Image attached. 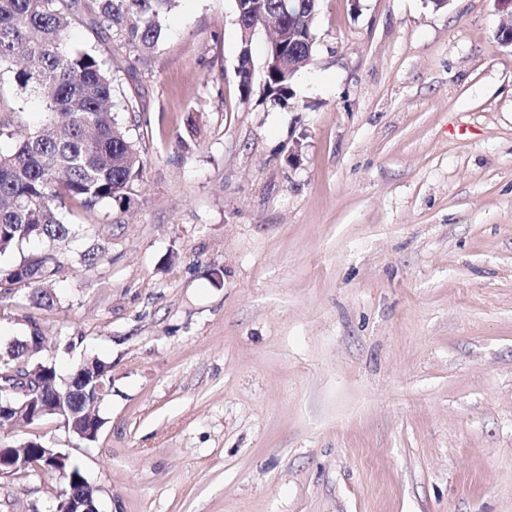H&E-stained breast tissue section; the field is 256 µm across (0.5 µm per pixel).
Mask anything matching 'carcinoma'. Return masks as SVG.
<instances>
[{
	"label": "carcinoma",
	"mask_w": 512,
	"mask_h": 512,
	"mask_svg": "<svg viewBox=\"0 0 512 512\" xmlns=\"http://www.w3.org/2000/svg\"><path fill=\"white\" fill-rule=\"evenodd\" d=\"M176 0H0V70L42 105L45 121L24 134L11 153L0 152V254L18 242H63L72 225L58 215L63 200L84 208L122 202L141 176L143 159L113 112L112 69L88 50L67 47L66 33L87 18L117 34L129 48L146 54L159 42L164 14ZM318 10L317 0H288L283 39L303 59L310 35L303 19ZM294 74L274 67L267 94L288 99ZM61 267L49 251L0 269V280H28L25 301L50 307L51 277Z\"/></svg>",
	"instance_id": "cac0c4a2"
}]
</instances>
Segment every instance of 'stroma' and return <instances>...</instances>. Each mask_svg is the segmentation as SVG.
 <instances>
[{
    "mask_svg": "<svg viewBox=\"0 0 512 512\" xmlns=\"http://www.w3.org/2000/svg\"><path fill=\"white\" fill-rule=\"evenodd\" d=\"M494 0H320L288 99L243 95L234 0H178L155 50L89 25L144 168L66 203L56 301L0 288L61 375L108 368L95 442L58 421L98 512H512V48ZM43 117L0 73V151ZM104 258L89 269L94 245ZM63 479L0 478V512Z\"/></svg>",
    "mask_w": 512,
    "mask_h": 512,
    "instance_id": "35a3bbf8",
    "label": "stroma"
}]
</instances>
